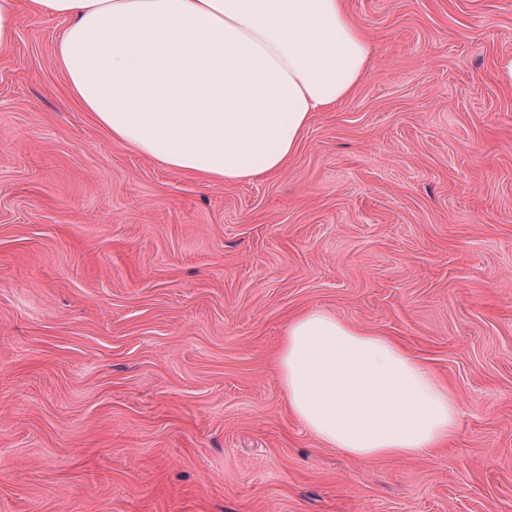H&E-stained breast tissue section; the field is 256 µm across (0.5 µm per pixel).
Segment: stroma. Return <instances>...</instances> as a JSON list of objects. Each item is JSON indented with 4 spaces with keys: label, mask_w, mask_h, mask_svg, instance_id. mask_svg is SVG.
<instances>
[{
    "label": "stroma",
    "mask_w": 512,
    "mask_h": 512,
    "mask_svg": "<svg viewBox=\"0 0 512 512\" xmlns=\"http://www.w3.org/2000/svg\"><path fill=\"white\" fill-rule=\"evenodd\" d=\"M0 46V512H512V0H347L352 93L287 165L180 175L70 95L62 23ZM324 310L459 401L424 455L291 414L275 356Z\"/></svg>",
    "instance_id": "35a3bbf8"
}]
</instances>
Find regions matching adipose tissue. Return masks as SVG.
Here are the masks:
<instances>
[{
    "instance_id": "ef3b65f1",
    "label": "adipose tissue",
    "mask_w": 512,
    "mask_h": 512,
    "mask_svg": "<svg viewBox=\"0 0 512 512\" xmlns=\"http://www.w3.org/2000/svg\"><path fill=\"white\" fill-rule=\"evenodd\" d=\"M64 18L56 63L113 139L168 169L235 182L283 168L313 113L367 73L344 0H32ZM276 368L297 419L348 454L446 442L455 396L402 345L324 310L288 323Z\"/></svg>"
}]
</instances>
